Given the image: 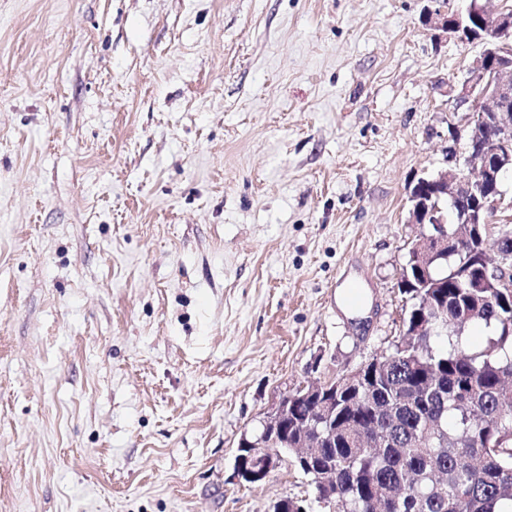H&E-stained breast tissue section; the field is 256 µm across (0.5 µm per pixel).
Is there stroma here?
Masks as SVG:
<instances>
[{"label":"stroma","instance_id":"obj_1","mask_svg":"<svg viewBox=\"0 0 512 512\" xmlns=\"http://www.w3.org/2000/svg\"><path fill=\"white\" fill-rule=\"evenodd\" d=\"M431 6L0 0V512H328L234 458L403 332L484 48ZM296 391L283 394L278 402L264 413L259 420V426L249 435H242L237 447L233 472L239 483L245 480L252 481L253 484L262 483L285 461V455L288 456V434L291 439L294 424V419H288V416L295 411L293 400L299 397ZM288 421L289 427L285 429ZM280 443L287 447L285 455L275 449ZM238 448L249 449L250 457L254 458L251 466L244 465L243 458L238 455Z\"/></svg>","mask_w":512,"mask_h":512}]
</instances>
